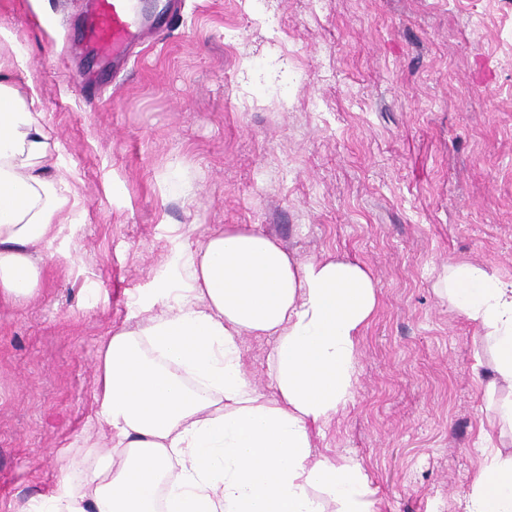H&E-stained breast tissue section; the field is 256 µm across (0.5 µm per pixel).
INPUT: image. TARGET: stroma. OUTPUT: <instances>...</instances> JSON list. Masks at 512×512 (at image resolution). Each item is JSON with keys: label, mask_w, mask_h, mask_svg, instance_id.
<instances>
[{"label": "stroma", "mask_w": 512, "mask_h": 512, "mask_svg": "<svg viewBox=\"0 0 512 512\" xmlns=\"http://www.w3.org/2000/svg\"><path fill=\"white\" fill-rule=\"evenodd\" d=\"M81 0H0L21 89L82 201L42 294L0 305V512L38 503L96 424V353L188 243L251 224L367 266L352 400L316 436L378 512H463L489 399L476 329L431 271L512 277V0H185L87 105L58 52ZM272 341L243 339L273 397Z\"/></svg>", "instance_id": "1"}]
</instances>
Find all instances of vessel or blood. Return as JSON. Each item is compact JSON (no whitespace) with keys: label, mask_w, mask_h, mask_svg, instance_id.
Listing matches in <instances>:
<instances>
[{"label":"vessel or blood","mask_w":512,"mask_h":512,"mask_svg":"<svg viewBox=\"0 0 512 512\" xmlns=\"http://www.w3.org/2000/svg\"><path fill=\"white\" fill-rule=\"evenodd\" d=\"M181 15V0H163L151 15L141 13L139 0H86L77 45L85 57L118 69L141 44L145 29L172 25Z\"/></svg>","instance_id":"1"}]
</instances>
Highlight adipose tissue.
<instances>
[{"label": "adipose tissue", "instance_id": "1", "mask_svg": "<svg viewBox=\"0 0 512 512\" xmlns=\"http://www.w3.org/2000/svg\"><path fill=\"white\" fill-rule=\"evenodd\" d=\"M0 53V301L43 291L80 200L56 172L43 113ZM433 288L492 355L498 433L482 432L465 512H512V277L457 260ZM378 301L363 264L302 260L254 226L228 224L186 247L149 314L105 338L95 402L104 449H90L44 497L45 512H375L353 459L316 453L357 384L361 330ZM271 338L275 399L244 370L242 339Z\"/></svg>", "mask_w": 512, "mask_h": 512}]
</instances>
